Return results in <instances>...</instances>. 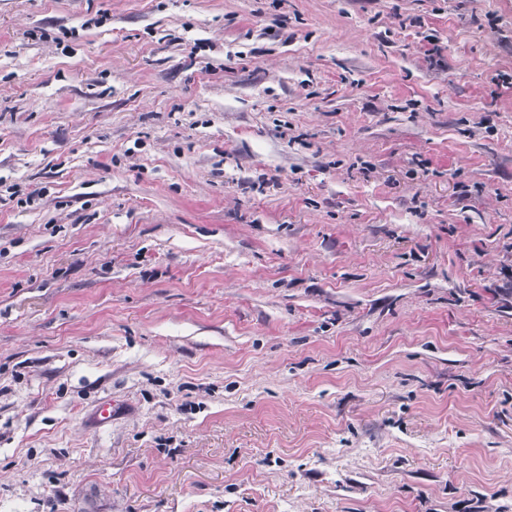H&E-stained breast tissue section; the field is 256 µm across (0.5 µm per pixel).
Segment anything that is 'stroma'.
<instances>
[{
	"mask_svg": "<svg viewBox=\"0 0 512 512\" xmlns=\"http://www.w3.org/2000/svg\"><path fill=\"white\" fill-rule=\"evenodd\" d=\"M501 73L512 0H0V512H512Z\"/></svg>",
	"mask_w": 512,
	"mask_h": 512,
	"instance_id": "stroma-1",
	"label": "stroma"
}]
</instances>
